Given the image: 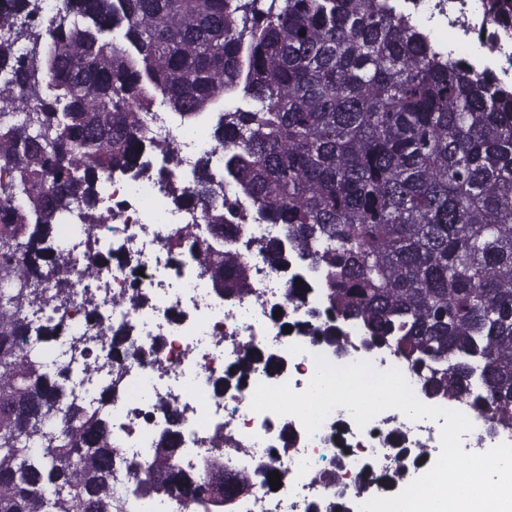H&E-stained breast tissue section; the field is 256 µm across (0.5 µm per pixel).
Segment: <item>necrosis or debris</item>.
Listing matches in <instances>:
<instances>
[{"label": "necrosis or debris", "mask_w": 512, "mask_h": 512, "mask_svg": "<svg viewBox=\"0 0 512 512\" xmlns=\"http://www.w3.org/2000/svg\"><path fill=\"white\" fill-rule=\"evenodd\" d=\"M397 12L445 39L449 54L466 60L476 72L492 74L512 84V31L489 22L486 0H393ZM148 123L156 139L185 142L192 148L182 157L168 181L153 171L107 183L96 210L75 208L60 237L82 280L66 302H51L42 313L26 310L28 321L64 318L69 337L57 346L64 362L82 358L71 339L84 337L99 351V366L80 378L77 393L100 405L112 419V444L123 449L125 462L112 476V490L126 512H181L162 496H143L136 490L134 470L147 463L170 412H178L183 435L177 464L198 473L217 429L230 432L242 451L224 457L226 469L248 472L253 489L231 506L230 512H309L343 496L358 512L363 499L351 493L355 475L396 467L403 450H442L441 420H413L395 409L380 412L365 427H357L349 411L334 408L314 434H307L293 415L256 412L251 408L258 385L288 384L293 392L306 390L316 356L337 366L368 361L377 371L398 368L412 391L420 379L390 352L368 356L358 348L336 356L332 348L302 334L282 335L273 309L283 308L293 322L306 321V310L318 305L310 294L304 305L288 304L285 278L265 254H250L251 283L256 298H219L196 260L191 240L178 234L199 223V210L174 204L170 187H186L185 170L212 166L213 143L205 124L185 128L174 122L162 103H154ZM95 225L87 235L86 225ZM125 248L124 260L99 262L108 244ZM93 276H84L86 268ZM140 301L132 305L131 294ZM131 330V347L121 366L102 354L108 326ZM259 348L278 358L275 374L256 371L242 390L219 392L224 370L245 349ZM277 454L281 486L267 487L266 459Z\"/></svg>", "instance_id": "4bbe7bcc"}]
</instances>
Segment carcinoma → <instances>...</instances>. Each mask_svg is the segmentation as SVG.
I'll list each match as a JSON object with an SVG mask.
<instances>
[{"mask_svg":"<svg viewBox=\"0 0 512 512\" xmlns=\"http://www.w3.org/2000/svg\"><path fill=\"white\" fill-rule=\"evenodd\" d=\"M512 24V0H488ZM44 22L37 0H0V512H122L112 495V420L80 398L70 369L43 357L64 321L32 324L43 279L73 282L58 228L95 207L104 180L150 167L141 114L162 99L192 126L212 107L222 155L178 202L203 212L197 259L220 295L254 296L242 202L284 239L250 241L308 274L289 300L321 293L305 331L343 353L350 328L421 377L424 395L512 431V86L476 74L387 0H66ZM25 30L14 29L20 19ZM129 332L112 329L121 362ZM245 354L224 380L241 385ZM165 431L137 478L147 494L217 512L252 488L224 469L247 452L217 434L202 476L175 467Z\"/></svg>","mask_w":512,"mask_h":512,"instance_id":"1","label":"carcinoma"}]
</instances>
